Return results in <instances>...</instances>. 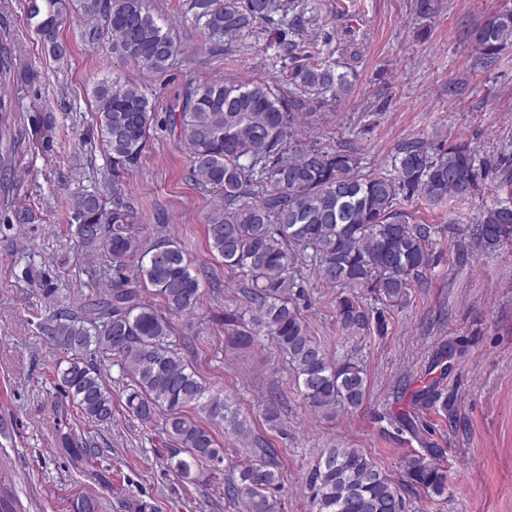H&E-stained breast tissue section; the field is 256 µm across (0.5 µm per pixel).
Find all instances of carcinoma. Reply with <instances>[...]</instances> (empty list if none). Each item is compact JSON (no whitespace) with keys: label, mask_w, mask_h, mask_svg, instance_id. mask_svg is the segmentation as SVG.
Masks as SVG:
<instances>
[{"label":"carcinoma","mask_w":512,"mask_h":512,"mask_svg":"<svg viewBox=\"0 0 512 512\" xmlns=\"http://www.w3.org/2000/svg\"><path fill=\"white\" fill-rule=\"evenodd\" d=\"M69 0H27L29 24L39 26L43 46L58 62L67 60L69 44L59 27L67 20ZM86 16L103 21L112 53L151 72L164 71L179 46L163 30L149 0H81ZM295 10L294 0H188V11L211 39H235L259 20L277 11ZM96 28L89 31L94 38ZM297 24H285L270 44L291 59L287 81L295 91L275 93L264 81L233 84L212 80L185 89L179 109H170L166 123L180 129L193 158L196 184L223 200L206 224L208 246L224 267L248 278V312H224V325L241 342L265 335L288 357L305 400L316 409L359 406L366 395L363 368L351 356L330 359L309 335L292 303L299 287L294 272L297 252L311 259L324 282L345 290L336 297V320L352 332L387 333L385 308L406 301L409 290L422 288L434 262L429 250L437 227L412 221L399 209L403 200L421 197L437 204L465 202L485 182L488 172L464 142L410 141L395 157L397 175H362L357 152L347 144L305 145L293 130L308 111L309 97L348 91V74L315 60ZM482 67L496 64L512 45V10L487 16L471 31ZM94 95L97 126L112 163V182L134 170L156 120L155 109L141 87L132 82H99ZM495 183L511 199L484 210L470 228L472 244L491 254L512 244V156L502 155L494 167ZM76 235L89 252L108 255L115 277L104 297L59 311L46 331L72 353L68 366L56 369L65 400L92 423L110 424L112 391L97 364L81 353L90 346L117 358L126 375L125 407L143 423L164 415L171 447L167 466L194 483L195 466L223 462L224 449L211 432L186 414L196 408L224 430L253 448L256 460L239 467L224 485V497L243 501L248 512H274L273 494L281 488L274 449L251 437L246 417L234 399L212 393L199 376L169 347L170 316L191 315L202 296L198 273L182 250L163 242L144 250L131 231V210L120 195L112 208L100 197L84 193L74 207ZM136 278L124 275L129 264ZM151 287L165 307L146 301ZM380 302L369 307L353 291ZM64 451L77 463L93 457L87 443L62 436ZM437 449L406 454L398 485L359 448H326L310 474L315 512H405L403 490L419 489L440 496L445 473L434 462ZM12 477L0 471V512H18Z\"/></svg>","instance_id":"1"}]
</instances>
